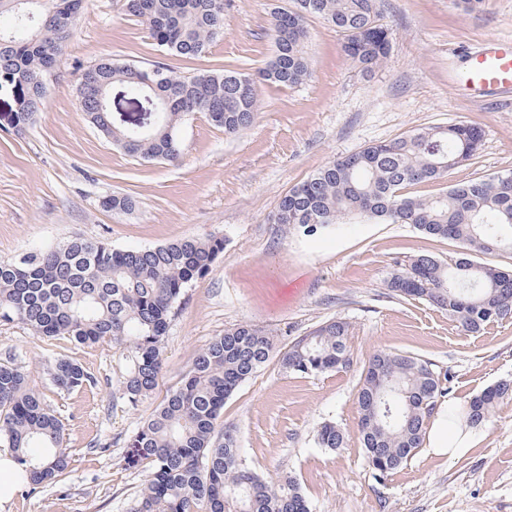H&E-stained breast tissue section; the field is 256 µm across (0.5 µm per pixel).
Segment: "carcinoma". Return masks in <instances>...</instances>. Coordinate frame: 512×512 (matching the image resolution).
<instances>
[{"label":"carcinoma","instance_id":"cac0c4a2","mask_svg":"<svg viewBox=\"0 0 512 512\" xmlns=\"http://www.w3.org/2000/svg\"><path fill=\"white\" fill-rule=\"evenodd\" d=\"M83 0H0L14 27L0 30V84L19 85L27 99L13 112L19 133L43 105L45 78L55 70L70 37L64 14ZM224 0H125L126 12L146 23L170 55L198 58L224 36ZM318 17L345 37L344 52L363 72L379 67L390 49L389 31L378 21L375 0H294L273 12L274 51L258 74L225 69L181 75L161 62L146 65L101 60L76 78L82 112L113 144L146 159L174 161L182 152L180 127L203 113L227 135L256 116L254 86L262 79L294 86L308 75L306 20ZM163 71L164 80H154ZM107 84L132 94L155 86L165 101L147 128L112 123L96 104ZM482 129L460 122L414 130L368 145L320 168L281 196L274 223L313 234L349 216L411 224L423 233L452 239L466 253L452 264L420 254L393 273L394 295L424 300L448 312L468 333L512 318V272L476 264L475 255L512 249V174L455 183L435 197L403 192L409 185L440 181L477 151ZM224 239H183L152 248L118 250L75 236L64 244L0 261V322L21 323L35 335L62 336L79 345L110 344L129 368L123 395L136 405L158 384L169 316L185 288L205 275ZM349 324L326 321L298 337L282 354L286 370L305 375L351 365ZM274 338L250 324L215 337L193 361L164 403L129 440L130 462L148 467L133 512H310L296 478L268 482L243 463L235 431H218L224 400L270 357ZM46 374L60 391L94 384L69 359L48 361ZM447 374L415 354L384 350L364 368L357 402L359 434L369 468L382 479L407 465L422 448L429 421L448 388ZM512 399L504 380L464 401L456 410L472 429L485 427L497 403ZM62 422L25 384L12 362H0V446L30 475V485L55 483L71 464ZM321 448L345 447L335 422L317 432Z\"/></svg>","mask_w":512,"mask_h":512}]
</instances>
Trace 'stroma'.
<instances>
[{
  "mask_svg": "<svg viewBox=\"0 0 512 512\" xmlns=\"http://www.w3.org/2000/svg\"><path fill=\"white\" fill-rule=\"evenodd\" d=\"M291 0H227L224 37L205 56L167 55L124 0H84L56 80L35 123L16 134V91L0 86V260L75 235L116 249L149 248L218 236L224 249L176 304L164 338V369L137 405L123 395L126 362L109 345L45 340L0 322V361L27 375L65 426L72 455L61 481L22 486L0 512H131L147 469L128 463V441L179 383L196 356L237 324L263 328L276 353L224 401L220 427L234 429L250 469L275 482L293 476L311 512H512V400L477 431L464 455L420 448L408 464L376 479L358 440L356 395L369 358L401 350L451 376L445 409L512 379V319L478 334L458 328L427 302L393 295L386 282L419 254L458 257L460 243L407 224L352 219L309 235L284 232L271 217L280 197L330 161L419 128L468 122L482 128L479 150L447 179L409 186L431 196L460 180L512 174V91H471L462 81L469 53L512 40V0L465 11L460 0H377L390 51L366 74L345 55L340 33L307 22L309 75L293 87L256 86L251 127L227 136L204 115L187 118L174 162L129 155L81 112L77 73L109 57L159 61L178 73L237 68L254 72L272 55V14ZM131 197L132 210L104 207ZM341 318L352 336L350 368L320 375L285 370L280 354L321 323ZM72 359L96 387L57 391L44 372ZM336 422L345 448L318 447V427Z\"/></svg>",
  "mask_w": 512,
  "mask_h": 512,
  "instance_id": "stroma-1",
  "label": "stroma"
}]
</instances>
